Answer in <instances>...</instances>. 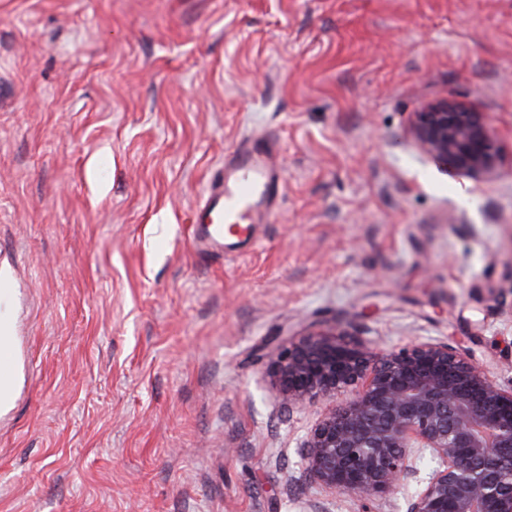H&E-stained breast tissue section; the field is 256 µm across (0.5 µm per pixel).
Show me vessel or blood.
<instances>
[{
  "label": "vessel or blood",
  "instance_id": "1",
  "mask_svg": "<svg viewBox=\"0 0 512 512\" xmlns=\"http://www.w3.org/2000/svg\"><path fill=\"white\" fill-rule=\"evenodd\" d=\"M280 192L277 159L264 140L236 150L196 209L194 245L216 253L230 240L257 246L256 227L268 223Z\"/></svg>",
  "mask_w": 512,
  "mask_h": 512
}]
</instances>
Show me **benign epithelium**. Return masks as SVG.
Segmentation results:
<instances>
[{"mask_svg": "<svg viewBox=\"0 0 512 512\" xmlns=\"http://www.w3.org/2000/svg\"><path fill=\"white\" fill-rule=\"evenodd\" d=\"M410 135L420 152L476 181L499 169L484 112L436 102L413 113ZM266 373L282 409L323 403L299 447L303 475L359 499L360 512L418 481L424 456L436 467L405 512H512V387L460 346L380 350L341 324L312 325L269 353Z\"/></svg>", "mask_w": 512, "mask_h": 512, "instance_id": "benign-epithelium-1", "label": "benign epithelium"}]
</instances>
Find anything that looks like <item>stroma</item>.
Segmentation results:
<instances>
[{"mask_svg": "<svg viewBox=\"0 0 512 512\" xmlns=\"http://www.w3.org/2000/svg\"><path fill=\"white\" fill-rule=\"evenodd\" d=\"M486 113L481 182L413 112ZM273 142L259 244L196 250L230 152ZM0 512H357L300 474L323 405L267 355L342 323L458 343L512 386V0H0ZM6 327L0 319V408L10 406L14 394V352ZM7 367H3V364Z\"/></svg>", "mask_w": 512, "mask_h": 512, "instance_id": "35a3bbf8", "label": "stroma"}]
</instances>
